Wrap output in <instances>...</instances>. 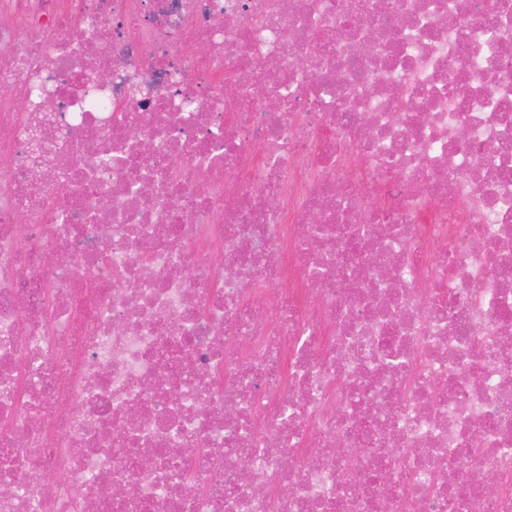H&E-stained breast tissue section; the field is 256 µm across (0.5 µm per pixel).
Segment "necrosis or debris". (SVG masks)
Segmentation results:
<instances>
[{"label": "necrosis or debris", "instance_id": "4bbe7bcc", "mask_svg": "<svg viewBox=\"0 0 512 512\" xmlns=\"http://www.w3.org/2000/svg\"><path fill=\"white\" fill-rule=\"evenodd\" d=\"M0 88V512H512V0H0Z\"/></svg>", "mask_w": 512, "mask_h": 512}]
</instances>
